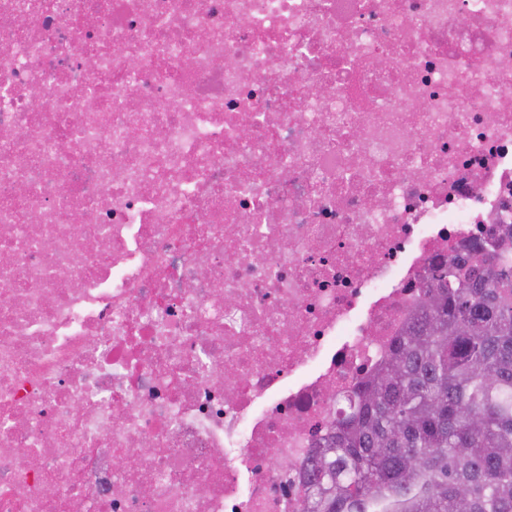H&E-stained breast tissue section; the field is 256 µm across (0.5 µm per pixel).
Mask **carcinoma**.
I'll list each match as a JSON object with an SVG mask.
<instances>
[{
  "instance_id": "cac0c4a2",
  "label": "carcinoma",
  "mask_w": 512,
  "mask_h": 512,
  "mask_svg": "<svg viewBox=\"0 0 512 512\" xmlns=\"http://www.w3.org/2000/svg\"><path fill=\"white\" fill-rule=\"evenodd\" d=\"M306 512H512V252L435 267L420 319L339 397Z\"/></svg>"
}]
</instances>
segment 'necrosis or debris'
Here are the masks:
<instances>
[{
	"mask_svg": "<svg viewBox=\"0 0 512 512\" xmlns=\"http://www.w3.org/2000/svg\"><path fill=\"white\" fill-rule=\"evenodd\" d=\"M511 224L512 0H0V512H305Z\"/></svg>",
	"mask_w": 512,
	"mask_h": 512,
	"instance_id": "1",
	"label": "necrosis or debris"
}]
</instances>
